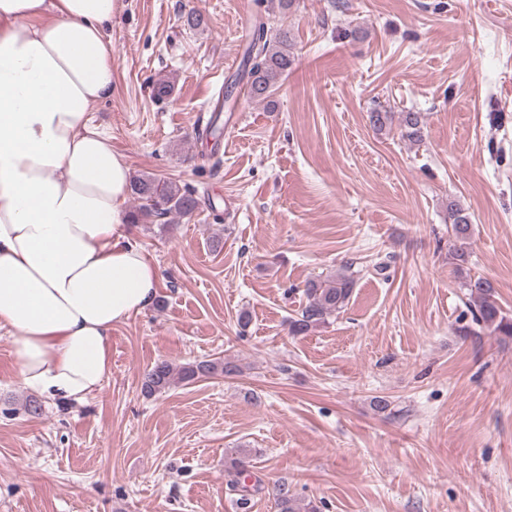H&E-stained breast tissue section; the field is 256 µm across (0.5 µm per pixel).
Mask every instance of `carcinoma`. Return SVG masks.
<instances>
[{"label": "carcinoma", "mask_w": 512, "mask_h": 512, "mask_svg": "<svg viewBox=\"0 0 512 512\" xmlns=\"http://www.w3.org/2000/svg\"><path fill=\"white\" fill-rule=\"evenodd\" d=\"M293 56L288 31L280 29L267 36L264 24L255 26L239 74L246 81L250 98L269 102L284 76L291 68ZM402 138L411 143L422 141L420 113L405 112L400 121ZM130 194L139 202L132 221H155L170 215L188 216L197 208L193 194L177 182L153 175H141L130 182ZM448 219L455 241L454 257L464 264L468 261L466 244L472 238L470 217L455 202L448 203ZM355 279L339 272L323 281H311L305 288L307 302L289 324L292 335H304L310 329L324 324L328 318L343 311L349 304ZM473 299V321L493 329L501 336L512 338V318L504 315L496 298L493 283L487 279H469L464 282ZM240 373L238 366L221 358L188 362L180 365L167 360L157 362L144 375L143 389L148 395L160 393L174 384H189L201 377L232 376Z\"/></svg>", "instance_id": "1"}]
</instances>
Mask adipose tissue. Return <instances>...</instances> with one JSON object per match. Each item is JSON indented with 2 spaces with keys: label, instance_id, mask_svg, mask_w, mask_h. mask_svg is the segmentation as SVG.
I'll list each match as a JSON object with an SVG mask.
<instances>
[{
  "label": "adipose tissue",
  "instance_id": "adipose-tissue-1",
  "mask_svg": "<svg viewBox=\"0 0 512 512\" xmlns=\"http://www.w3.org/2000/svg\"><path fill=\"white\" fill-rule=\"evenodd\" d=\"M117 0H0V330L22 382L83 400L155 265L124 208L130 167L91 120L112 96Z\"/></svg>",
  "mask_w": 512,
  "mask_h": 512
}]
</instances>
